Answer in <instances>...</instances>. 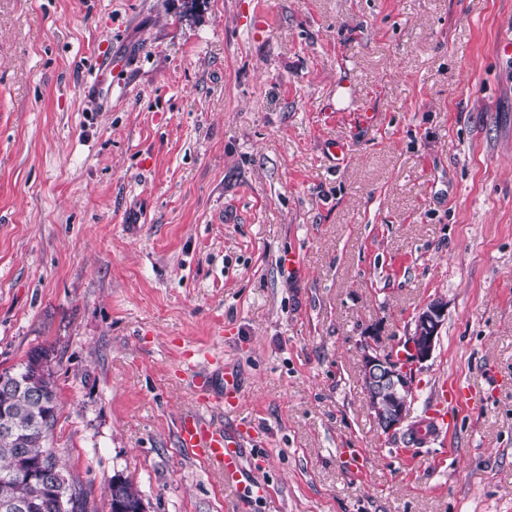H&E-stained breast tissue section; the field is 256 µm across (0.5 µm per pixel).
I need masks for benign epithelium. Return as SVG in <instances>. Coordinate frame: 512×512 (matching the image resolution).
Here are the masks:
<instances>
[{"label":"benign epithelium","instance_id":"benign-epithelium-1","mask_svg":"<svg viewBox=\"0 0 512 512\" xmlns=\"http://www.w3.org/2000/svg\"><path fill=\"white\" fill-rule=\"evenodd\" d=\"M446 305L435 301L423 308L407 338L410 365H401L372 333L362 344L363 386L377 428L390 435L403 429L410 419L408 406L414 400V369L428 362L440 339Z\"/></svg>","mask_w":512,"mask_h":512}]
</instances>
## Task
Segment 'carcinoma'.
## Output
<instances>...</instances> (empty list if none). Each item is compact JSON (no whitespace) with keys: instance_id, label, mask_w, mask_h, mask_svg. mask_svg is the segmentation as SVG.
Here are the masks:
<instances>
[{"instance_id":"cac0c4a2","label":"carcinoma","mask_w":512,"mask_h":512,"mask_svg":"<svg viewBox=\"0 0 512 512\" xmlns=\"http://www.w3.org/2000/svg\"><path fill=\"white\" fill-rule=\"evenodd\" d=\"M48 355L35 349L18 369H5L0 378L13 387L0 388V512H19L12 504H26L25 512H85L83 491L75 480L62 473L54 449L47 441L57 420L58 402L48 367L33 362ZM37 463L49 471L61 473V481L52 487L26 470ZM136 503L140 492L120 475L112 477L109 512L117 501Z\"/></svg>"}]
</instances>
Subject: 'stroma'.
<instances>
[{"label": "stroma", "instance_id": "obj_1", "mask_svg": "<svg viewBox=\"0 0 512 512\" xmlns=\"http://www.w3.org/2000/svg\"><path fill=\"white\" fill-rule=\"evenodd\" d=\"M505 37L512 0H0V371L48 350L92 512L117 474L148 512H512ZM436 299L411 415L445 381L481 400L418 444L377 429L360 344ZM191 413L256 426L267 497L179 447ZM195 369H199L193 376L192 382L195 385L201 384L205 387L208 399L211 400L210 392L213 391L214 374L217 370L224 369V374L221 373L220 387L216 394L213 396L212 401L220 408L224 407L225 412H233L238 409L240 405V390L237 381V374L234 370L224 365L219 366L217 369L210 371L207 365L198 366L194 365Z\"/></svg>", "mask_w": 512, "mask_h": 512}]
</instances>
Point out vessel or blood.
<instances>
[{
  "label": "vessel or blood",
  "instance_id": "1",
  "mask_svg": "<svg viewBox=\"0 0 512 512\" xmlns=\"http://www.w3.org/2000/svg\"><path fill=\"white\" fill-rule=\"evenodd\" d=\"M194 384L214 390L216 406L232 412L240 405V390L234 370H225L222 376H215L208 366H201L193 376ZM476 393L459 386L442 387L427 413L426 422L433 431H441L449 423L455 407L477 403ZM178 443L202 463L223 475L225 484L239 485L244 470L241 443L227 435L222 427L216 426L200 415L190 414L183 418Z\"/></svg>",
  "mask_w": 512,
  "mask_h": 512
}]
</instances>
